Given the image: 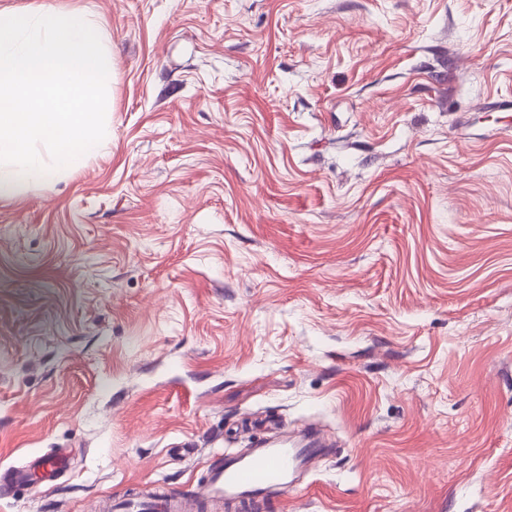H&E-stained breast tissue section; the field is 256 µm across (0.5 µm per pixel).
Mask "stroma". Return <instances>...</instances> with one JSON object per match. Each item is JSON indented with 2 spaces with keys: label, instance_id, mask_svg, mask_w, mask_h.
I'll list each match as a JSON object with an SVG mask.
<instances>
[{
  "label": "stroma",
  "instance_id": "1",
  "mask_svg": "<svg viewBox=\"0 0 512 512\" xmlns=\"http://www.w3.org/2000/svg\"><path fill=\"white\" fill-rule=\"evenodd\" d=\"M93 5L108 149L0 201V512L331 442L268 512H512V0Z\"/></svg>",
  "mask_w": 512,
  "mask_h": 512
}]
</instances>
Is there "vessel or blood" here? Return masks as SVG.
Instances as JSON below:
<instances>
[{"label": "vessel or blood", "instance_id": "1", "mask_svg": "<svg viewBox=\"0 0 512 512\" xmlns=\"http://www.w3.org/2000/svg\"><path fill=\"white\" fill-rule=\"evenodd\" d=\"M318 453L313 444L258 440L244 453L214 461L206 484L189 493L166 492L156 507L158 512H191V503L199 500L211 512H222L228 503L238 512H265L275 494L292 484Z\"/></svg>", "mask_w": 512, "mask_h": 512}]
</instances>
